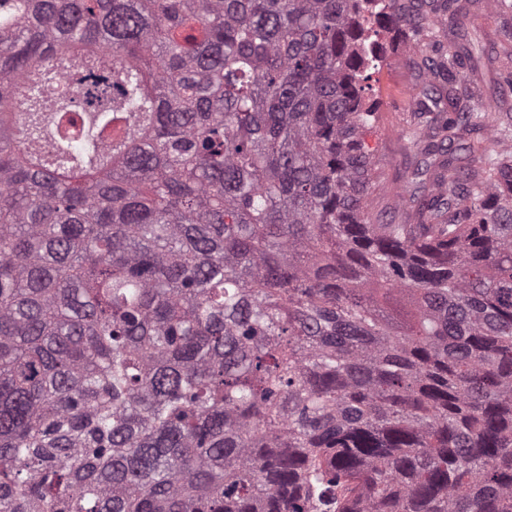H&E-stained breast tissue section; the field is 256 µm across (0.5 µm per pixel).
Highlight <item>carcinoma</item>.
<instances>
[{"instance_id": "1", "label": "carcinoma", "mask_w": 512, "mask_h": 512, "mask_svg": "<svg viewBox=\"0 0 512 512\" xmlns=\"http://www.w3.org/2000/svg\"><path fill=\"white\" fill-rule=\"evenodd\" d=\"M478 0H0V512H512V102ZM437 22L372 214L381 30ZM481 11L472 19L468 39L480 48V62L471 83L480 89L483 99L505 96L512 98L505 77L512 76V12L502 0H480ZM487 1V2H486ZM492 57L494 65L487 59Z\"/></svg>"}]
</instances>
